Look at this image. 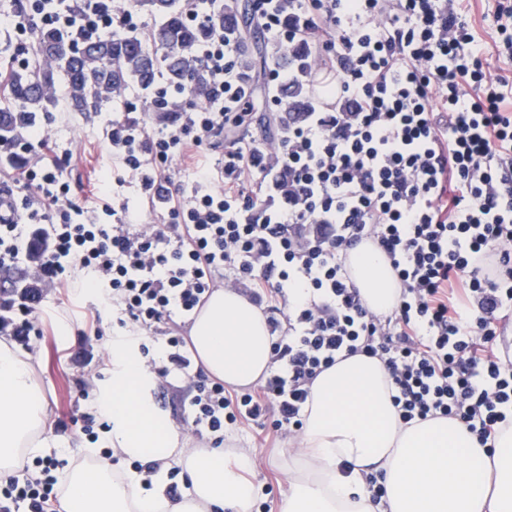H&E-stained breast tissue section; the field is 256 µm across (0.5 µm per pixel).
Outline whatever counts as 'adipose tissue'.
Returning <instances> with one entry per match:
<instances>
[{
  "label": "adipose tissue",
  "mask_w": 512,
  "mask_h": 512,
  "mask_svg": "<svg viewBox=\"0 0 512 512\" xmlns=\"http://www.w3.org/2000/svg\"><path fill=\"white\" fill-rule=\"evenodd\" d=\"M346 263L363 302L376 314L389 313L400 284L380 249L362 243ZM190 337L204 370L228 386H249L268 370L265 318L234 289L213 292ZM152 383L136 342L113 341L112 387L100 405L112 418L115 455L160 462L150 484L137 476L126 484L113 481L106 463L67 466L59 512H250L258 486L248 477L253 462L244 450L230 464L220 448L186 454L193 494L180 502L167 498L163 465L178 434L154 408ZM47 426V405L31 364L0 343V477L14 473L20 450L44 451ZM298 459L288 470L283 512H512V430L484 448L453 419L401 425L385 367L362 354L316 378ZM369 473L382 477L381 502L371 498Z\"/></svg>",
  "instance_id": "adipose-tissue-1"
}]
</instances>
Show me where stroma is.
<instances>
[{"label": "stroma", "instance_id": "1", "mask_svg": "<svg viewBox=\"0 0 512 512\" xmlns=\"http://www.w3.org/2000/svg\"><path fill=\"white\" fill-rule=\"evenodd\" d=\"M271 96L266 76L255 77L252 120L241 134L256 140L263 147L276 141L269 124L274 110ZM126 116L144 122L152 119L151 114L145 113L142 100L127 95L95 112H73L66 106H58L52 114L49 131L60 146L72 154L67 171L72 179L81 184L80 198H95L99 179L107 178L112 201L118 205L127 204L130 219L146 224L154 219L151 203L136 176L128 172L120 176L114 172L106 139V132L113 121ZM88 281L86 273L76 272L70 296L61 299L54 295L44 304V318L53 326L55 337L39 345L32 356V368L48 405L49 415L53 418L67 411L75 396L74 385L64 370L65 353L74 349L76 332L85 317L101 304L97 294L89 288ZM46 437L50 457L58 461L69 459L75 466L98 463L101 449L111 445V436L107 433L100 434L94 444L80 435L63 434L52 427L48 428ZM294 448V443L288 439L273 437L254 426L230 427L224 432L225 457H232L242 449L250 452L259 486L261 490L270 491L274 512H281L288 496L286 471Z\"/></svg>", "mask_w": 512, "mask_h": 512}]
</instances>
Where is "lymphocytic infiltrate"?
I'll use <instances>...</instances> for the list:
<instances>
[{
	"label": "lymphocytic infiltrate",
	"mask_w": 512,
	"mask_h": 512,
	"mask_svg": "<svg viewBox=\"0 0 512 512\" xmlns=\"http://www.w3.org/2000/svg\"><path fill=\"white\" fill-rule=\"evenodd\" d=\"M51 2L26 0V10L79 39L140 26L116 0ZM256 13L291 62H307L301 74L293 65L267 74L279 89L300 77L308 86L274 151L238 137L252 89L226 31L201 48L212 77L201 106L158 112L151 126L116 121L107 134L168 227L134 229L125 209L77 202L50 115L0 142V161L17 174L0 190V270L26 272L18 287H0V338L34 352L46 287L62 294L73 269L92 275L102 308L68 357L78 401L56 429L94 442L111 425L98 421L95 386L80 371L101 347L104 309L118 329L155 332L196 313L223 280L265 315L271 363L257 387L232 392L184 336L163 337L153 366L187 382L183 419L198 442L222 447L229 425L297 436L314 380L360 353L387 370L401 424L452 418L491 445L512 429V5H497L483 45L462 0H290L286 9L259 0ZM218 148L223 166L196 164ZM175 161L190 184L172 178ZM366 241L401 285L384 317L363 303L346 264ZM56 468L50 458L21 463L0 483V512H57Z\"/></svg>",
	"instance_id": "f902f5d3"
}]
</instances>
